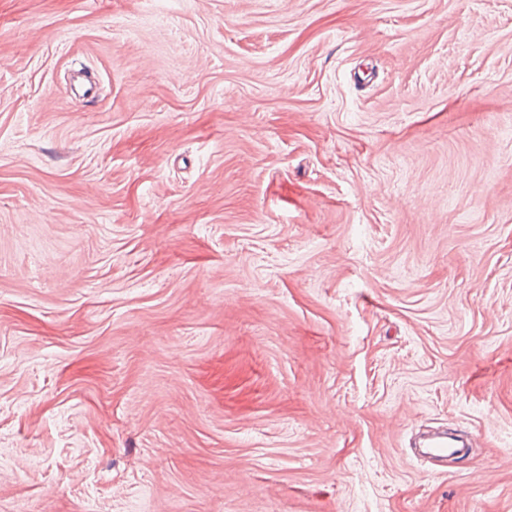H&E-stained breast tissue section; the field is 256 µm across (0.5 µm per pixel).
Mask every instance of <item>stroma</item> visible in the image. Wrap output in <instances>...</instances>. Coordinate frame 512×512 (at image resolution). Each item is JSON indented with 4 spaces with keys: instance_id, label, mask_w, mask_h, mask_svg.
<instances>
[{
    "instance_id": "stroma-1",
    "label": "stroma",
    "mask_w": 512,
    "mask_h": 512,
    "mask_svg": "<svg viewBox=\"0 0 512 512\" xmlns=\"http://www.w3.org/2000/svg\"><path fill=\"white\" fill-rule=\"evenodd\" d=\"M0 512H512V0H0Z\"/></svg>"
}]
</instances>
